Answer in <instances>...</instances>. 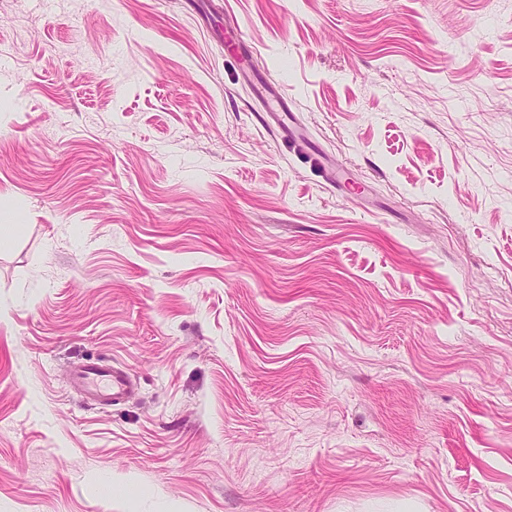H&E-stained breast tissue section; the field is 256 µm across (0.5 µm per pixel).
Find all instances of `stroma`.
<instances>
[{
  "instance_id": "35a3bbf8",
  "label": "stroma",
  "mask_w": 512,
  "mask_h": 512,
  "mask_svg": "<svg viewBox=\"0 0 512 512\" xmlns=\"http://www.w3.org/2000/svg\"><path fill=\"white\" fill-rule=\"evenodd\" d=\"M1 219L0 512H512V0H0ZM267 113L282 117L280 120V129L285 138L296 135V129L291 124V115L288 116V108L286 102L279 94L270 93L265 99ZM284 117V118H283ZM70 381L86 399L102 406L120 405L137 390L136 383L127 370L102 359L75 365Z\"/></svg>"
}]
</instances>
